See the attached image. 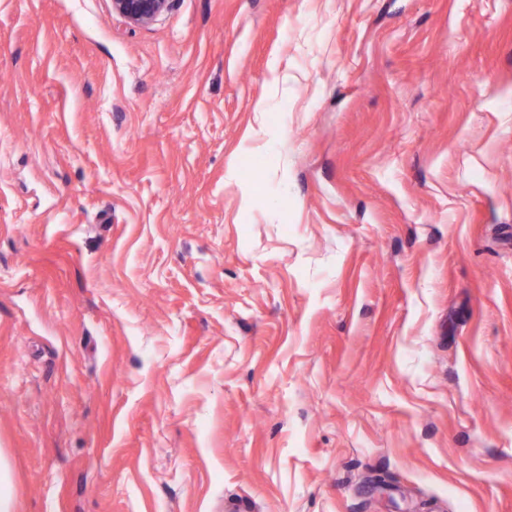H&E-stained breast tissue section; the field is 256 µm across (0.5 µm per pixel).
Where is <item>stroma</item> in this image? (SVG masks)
Instances as JSON below:
<instances>
[{"instance_id": "stroma-1", "label": "stroma", "mask_w": 512, "mask_h": 512, "mask_svg": "<svg viewBox=\"0 0 512 512\" xmlns=\"http://www.w3.org/2000/svg\"><path fill=\"white\" fill-rule=\"evenodd\" d=\"M0 460L12 512H512V0H0ZM171 0H112V11L125 22L146 26L170 7Z\"/></svg>"}]
</instances>
